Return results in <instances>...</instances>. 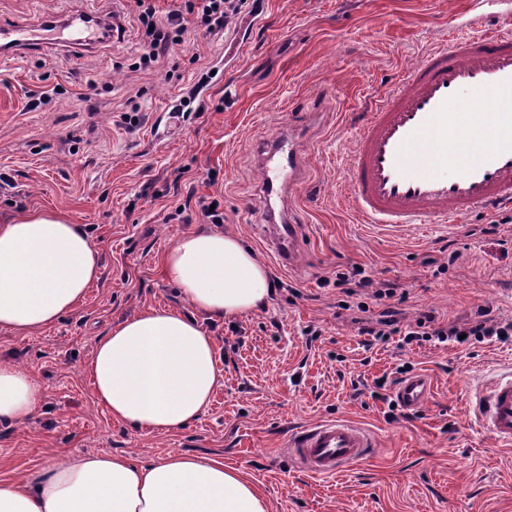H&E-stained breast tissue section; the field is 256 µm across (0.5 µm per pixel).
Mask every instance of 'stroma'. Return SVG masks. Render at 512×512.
<instances>
[{
	"instance_id": "stroma-1",
	"label": "stroma",
	"mask_w": 512,
	"mask_h": 512,
	"mask_svg": "<svg viewBox=\"0 0 512 512\" xmlns=\"http://www.w3.org/2000/svg\"><path fill=\"white\" fill-rule=\"evenodd\" d=\"M76 0H0V21L61 16ZM471 0H260L239 55L189 29L148 71L132 70L136 27L95 54L48 51L0 64V221L28 209L63 213L102 255L83 304L51 327L0 329V362L43 388L26 421H0V480L40 478L51 461L88 452L149 464L179 451L223 460L267 498L270 512H512V443L469 414L470 395L512 371V345L425 343L364 349L358 331L385 304L344 297L337 272L362 268L407 297L401 325L432 312L464 322L478 309L512 315V216H462L454 231L387 236L356 213L346 170L374 96L457 33ZM63 94L38 98L54 86ZM139 107L127 129L123 114ZM308 129L306 174L292 199L304 226L288 268L267 251L255 210L257 145L288 112ZM223 212L268 267L262 308L204 319L223 367L213 401L177 431H137L112 419L84 368L117 319L148 307L192 313L167 280L166 251L210 229L199 198ZM348 308H341V301ZM409 363L427 376L425 405L407 410L374 381ZM344 417L371 430L373 455L330 478L304 473L285 442L297 427Z\"/></svg>"
}]
</instances>
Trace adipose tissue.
<instances>
[{
	"label": "adipose tissue",
	"mask_w": 512,
	"mask_h": 512,
	"mask_svg": "<svg viewBox=\"0 0 512 512\" xmlns=\"http://www.w3.org/2000/svg\"><path fill=\"white\" fill-rule=\"evenodd\" d=\"M167 278L194 308L149 307L113 323L88 361L93 396L139 431H176L210 406L223 375L199 315L228 318L264 306L268 269L239 237L196 232L164 259ZM102 256L80 225L51 210L0 224V329L43 331L75 311L100 279ZM41 384L0 363V419L21 422L39 407ZM0 512H269L266 497L223 460L182 452L139 463L88 453L49 465L37 481H0Z\"/></svg>",
	"instance_id": "obj_1"
}]
</instances>
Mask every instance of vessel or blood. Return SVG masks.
<instances>
[{"instance_id":"b4317fda","label":"vessel or blood","mask_w":512,"mask_h":512,"mask_svg":"<svg viewBox=\"0 0 512 512\" xmlns=\"http://www.w3.org/2000/svg\"><path fill=\"white\" fill-rule=\"evenodd\" d=\"M476 7L460 35L419 59L357 128L347 178L369 226L449 229L462 216L512 208V0H476ZM115 36L111 19L86 2L59 18L0 22V56L92 53ZM305 156L292 125L256 149L264 243L286 266L301 240L288 195L304 178ZM430 391L418 374L400 382L395 397L415 409ZM468 406L488 434L512 443V372L477 389ZM376 446L365 427L326 419L292 432L286 453L302 471L326 477Z\"/></svg>"}]
</instances>
